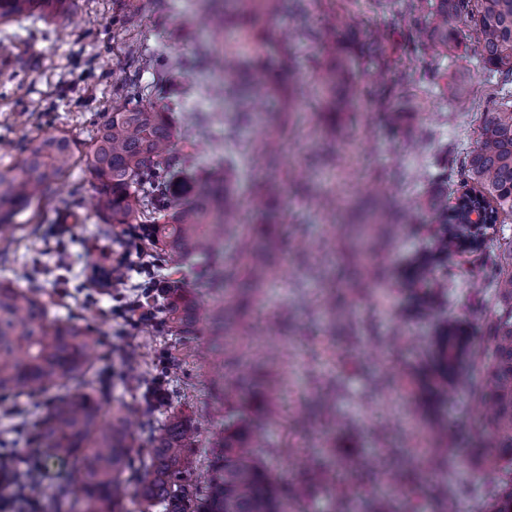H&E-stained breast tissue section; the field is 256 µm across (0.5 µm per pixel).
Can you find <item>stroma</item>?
<instances>
[{"instance_id":"stroma-1","label":"stroma","mask_w":512,"mask_h":512,"mask_svg":"<svg viewBox=\"0 0 512 512\" xmlns=\"http://www.w3.org/2000/svg\"><path fill=\"white\" fill-rule=\"evenodd\" d=\"M334 3L282 0L269 27L317 36L289 44L293 81L265 96L257 123L233 132L224 117L234 103L224 97L222 70L210 64L224 53L223 14L207 11L203 0H70L65 17L2 24L0 53L11 54L13 63L0 69V167L17 165L22 147L38 136L64 133L87 151L104 113L135 80L145 103L167 104L192 168L217 171L232 157L233 189L248 205L264 181L276 182L281 207L264 236L248 222L224 234L225 257L261 247L275 267L272 281L256 291H224L238 307L236 328L250 330L237 337L226 376L246 373L270 353V374L282 384L278 399L252 413L265 443L262 458L280 483L296 489L312 461L347 457L364 477L351 512H368L372 495L388 489L386 473L393 469L405 476L393 491L398 512H434V490L423 480L430 433L444 423L456 434H473L472 386L479 378L466 369L449 385L445 402L431 404L434 336L450 318L480 340L496 290L480 273L481 254H457L434 272L447 279V290L421 297L410 285V262L434 248L437 225L378 227L365 203L386 187L398 206L425 213L440 189L430 174L441 149L467 154L498 87L464 55L407 45L400 5L391 0L380 10L359 6L337 36L355 56L370 32L383 31L390 68L378 80L356 68L359 105L327 111L315 74L329 61L328 43L336 37L323 27ZM157 55L176 75L172 88L155 86L148 61ZM457 84L470 91L468 109L451 100ZM393 105L402 114L396 130L384 121ZM197 112L208 114L206 125L191 123ZM273 131L284 149L272 166L259 145ZM95 196L85 163H78L40 203L37 220L18 216L23 229L10 235V248L0 255V281L41 285L51 315L73 318L99 336L95 368L109 405L135 409L139 454L148 453L150 436L166 417L181 411L201 424L195 457L205 467L210 432L222 421L207 365L183 363L167 376V402H150L146 390L175 336L160 321L127 322L108 297L89 303L76 288L87 267L119 256L128 236L118 228L99 234ZM444 481L457 512H482L493 489L492 477L463 444Z\"/></svg>"}]
</instances>
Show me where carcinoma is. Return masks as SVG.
Segmentation results:
<instances>
[{
	"instance_id": "1",
	"label": "carcinoma",
	"mask_w": 512,
	"mask_h": 512,
	"mask_svg": "<svg viewBox=\"0 0 512 512\" xmlns=\"http://www.w3.org/2000/svg\"><path fill=\"white\" fill-rule=\"evenodd\" d=\"M340 5L330 21L342 31L351 0ZM66 0H0V21L9 22L38 9L55 17ZM280 0H224V30L232 37L218 66L224 71V94L242 102L253 89L269 82L250 67L262 47L266 22ZM406 36L448 48L454 25L475 30L466 55L497 79L498 98L480 114V131L460 169L459 199L481 207L495 224L512 215V0H406L399 10ZM322 69L321 80L333 110L349 106L360 95L348 78L351 60L340 48ZM368 68L382 73L388 58L378 31L371 32L363 52ZM125 103L107 113L87 156V170L99 193L94 209L102 224H135L147 252L164 261L204 256L216 264L209 288L214 301L202 305L193 292L173 284L149 294L144 305L163 315L180 336H194L198 325L210 328L208 346L196 350L209 365L210 386L224 393V321L231 308L224 304V230L236 223L240 203L229 178L216 180L201 170L192 172L174 151L177 130L166 113L142 104L141 86L123 89ZM74 149L64 135L32 140L17 167L0 168V234L15 228V218L41 200L52 185L74 166ZM461 206L431 202L428 219L443 227L439 254L461 252L465 216ZM436 257L423 253L412 263L414 275L430 284ZM485 270L492 276L497 302L484 336L485 347L469 344L460 358L451 341L461 327L448 320L438 339L439 377L436 395L448 394V381L466 364L476 366L481 380L475 396L482 405L481 427L489 450L472 449L481 470L492 476L495 489L485 512H512V243L499 254H488ZM274 275L265 253L255 250L234 264L236 287L250 290ZM98 338L73 319L53 318L43 293L0 283V395L35 397L57 389L47 412L38 420L39 453L64 459L80 484L81 496L60 487L53 493L55 512H124V500H134L162 512H306L305 493L288 499L251 443L244 398L220 397L227 422L212 439L206 473L195 477L192 448L198 437L196 421L173 413L156 433L150 452L135 457L131 448V408L107 413L105 388L96 380L94 359ZM337 479L324 485L337 512H348L355 487L347 464L333 462Z\"/></svg>"
}]
</instances>
